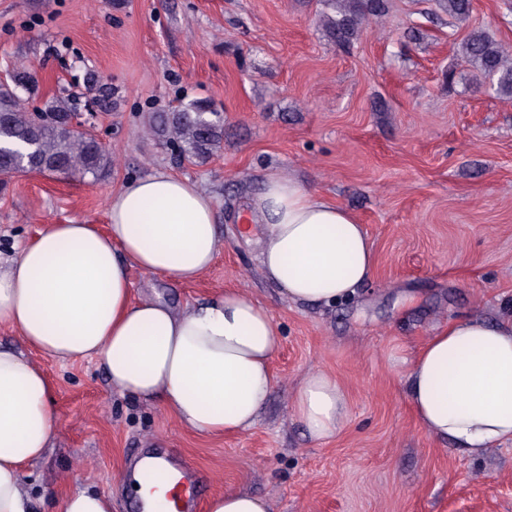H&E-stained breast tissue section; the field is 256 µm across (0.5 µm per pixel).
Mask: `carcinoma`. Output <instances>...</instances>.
<instances>
[{"mask_svg":"<svg viewBox=\"0 0 512 512\" xmlns=\"http://www.w3.org/2000/svg\"><path fill=\"white\" fill-rule=\"evenodd\" d=\"M336 15L321 16L331 40L347 47L357 38L363 22L382 16L388 0H337ZM448 17L467 21L472 0H439ZM461 60L490 80V90L512 96V61L507 60L498 43L484 31H474L461 43ZM34 83L33 74L24 68L10 71L0 81V182L18 173L39 171L64 175L105 177L112 169V154L91 135L68 126L73 105L53 103L42 116L28 112L19 102L16 88ZM150 130L177 156L204 162L224 143V119L202 101H193L170 112H155L148 120Z\"/></svg>","mask_w":512,"mask_h":512,"instance_id":"1","label":"carcinoma"}]
</instances>
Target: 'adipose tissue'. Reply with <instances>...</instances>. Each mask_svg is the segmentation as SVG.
Wrapping results in <instances>:
<instances>
[{
  "label": "adipose tissue",
  "mask_w": 512,
  "mask_h": 512,
  "mask_svg": "<svg viewBox=\"0 0 512 512\" xmlns=\"http://www.w3.org/2000/svg\"><path fill=\"white\" fill-rule=\"evenodd\" d=\"M263 271L288 300L330 306L352 300L375 272L363 225L297 179L268 174L249 202ZM109 224H47L0 260V327L25 350L0 347V512H39L23 472L59 427L55 388L34 354L90 360L119 393L157 405L206 436L257 425L276 385L280 344L271 311L234 290L179 309L132 297V269L191 282L222 246L217 202L198 183L155 170L126 183ZM408 400L438 440L472 457L512 444V317L467 316L432 336L410 360ZM308 436L330 439L348 419L346 394L323 371L294 391Z\"/></svg>",
  "instance_id": "obj_1"
}]
</instances>
